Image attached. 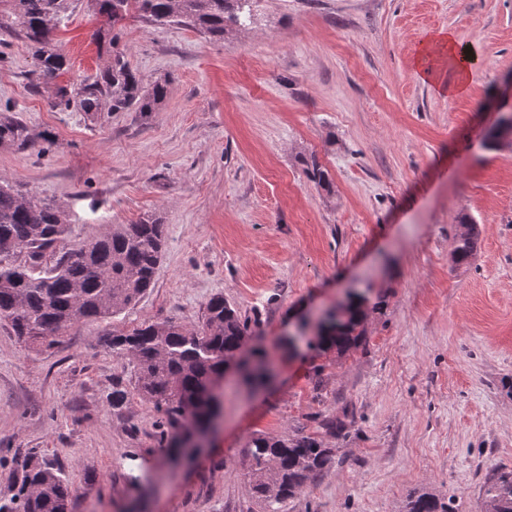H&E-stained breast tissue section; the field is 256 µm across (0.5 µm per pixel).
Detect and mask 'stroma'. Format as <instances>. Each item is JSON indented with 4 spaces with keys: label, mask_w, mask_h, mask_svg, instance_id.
Returning a JSON list of instances; mask_svg holds the SVG:
<instances>
[{
    "label": "stroma",
    "mask_w": 512,
    "mask_h": 512,
    "mask_svg": "<svg viewBox=\"0 0 512 512\" xmlns=\"http://www.w3.org/2000/svg\"><path fill=\"white\" fill-rule=\"evenodd\" d=\"M69 3L49 84L0 16V111L44 135L0 149V181L56 202L70 242L153 215L166 247L136 306L73 325L52 352L0 323V494L32 454L69 474L72 512H263L246 442L302 432L333 456L284 512H402L423 490L486 512L489 479L512 471V145L488 139L512 110V0H260L251 27L218 41ZM441 31L478 54L460 95L448 71L428 82L414 66ZM116 47L144 84L166 82L154 112L55 107ZM311 160L330 189L307 178ZM464 215L478 248L458 266ZM355 292L370 303L362 346L291 350ZM216 295L255 321L249 344L279 379L252 393L228 377L207 449L176 466L111 333L198 324ZM333 417L341 434L320 426Z\"/></svg>",
    "instance_id": "35a3bbf8"
}]
</instances>
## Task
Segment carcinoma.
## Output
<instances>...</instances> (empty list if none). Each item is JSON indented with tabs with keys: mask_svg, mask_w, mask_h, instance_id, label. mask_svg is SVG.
<instances>
[{
	"mask_svg": "<svg viewBox=\"0 0 512 512\" xmlns=\"http://www.w3.org/2000/svg\"><path fill=\"white\" fill-rule=\"evenodd\" d=\"M67 0H0V15L24 33L36 62L38 79L55 80L65 68L52 33L66 12ZM99 10L118 25L132 11L164 25L185 24L217 40L256 20L257 0H95ZM167 86H150L130 68L123 52L112 51L103 76L77 89L84 112H97L103 98L114 110L144 114L156 109ZM40 135L23 121L0 114V147L31 149ZM453 261L469 262L479 232L472 220H460ZM64 211L18 187L0 183V321L28 347L49 351L66 330L78 323L102 321L135 306L153 287L165 246L160 219L146 216L133 224L109 225L74 246ZM365 299H352L317 337L322 353L343 355L365 336ZM249 322L221 295L210 298L202 323L187 326L173 320L145 322L127 332L112 333L116 356L132 365L134 391L160 412L161 441L168 458L185 452L178 440L205 427L220 411L215 383L229 369L254 391L266 383L262 350L243 352ZM311 436L284 438L253 434L244 454L252 489L265 512H281L311 479L322 475L332 458ZM71 483L61 466L26 458L19 464L12 493L0 496V512H70ZM489 512H512V472L496 474L485 489ZM405 512H453L448 497L422 492Z\"/></svg>",
	"mask_w": 512,
	"mask_h": 512,
	"instance_id": "carcinoma-1",
	"label": "carcinoma"
}]
</instances>
